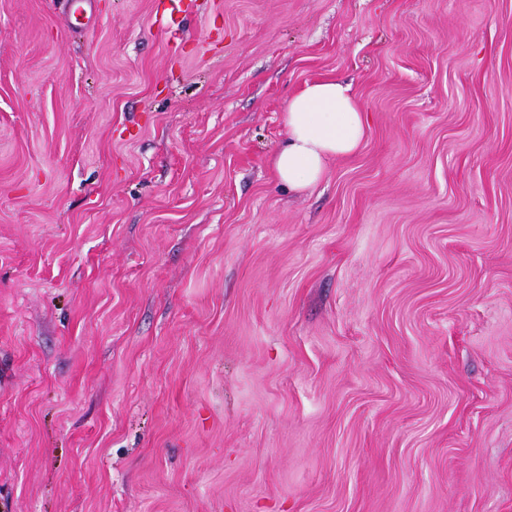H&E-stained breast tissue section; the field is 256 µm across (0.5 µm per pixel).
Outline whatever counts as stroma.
<instances>
[{
	"label": "stroma",
	"instance_id": "obj_1",
	"mask_svg": "<svg viewBox=\"0 0 512 512\" xmlns=\"http://www.w3.org/2000/svg\"><path fill=\"white\" fill-rule=\"evenodd\" d=\"M0 512H512V0H0ZM286 139L271 159L276 180L288 191L315 187L330 161L354 154L366 130L350 84L321 78L305 85L282 116Z\"/></svg>",
	"mask_w": 512,
	"mask_h": 512
}]
</instances>
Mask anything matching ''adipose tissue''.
<instances>
[{"mask_svg": "<svg viewBox=\"0 0 512 512\" xmlns=\"http://www.w3.org/2000/svg\"><path fill=\"white\" fill-rule=\"evenodd\" d=\"M286 139L271 159L276 180L289 191L315 187L330 161L354 154L366 120L349 84L321 78L305 85L282 116Z\"/></svg>", "mask_w": 512, "mask_h": 512, "instance_id": "ef3b65f1", "label": "adipose tissue"}]
</instances>
